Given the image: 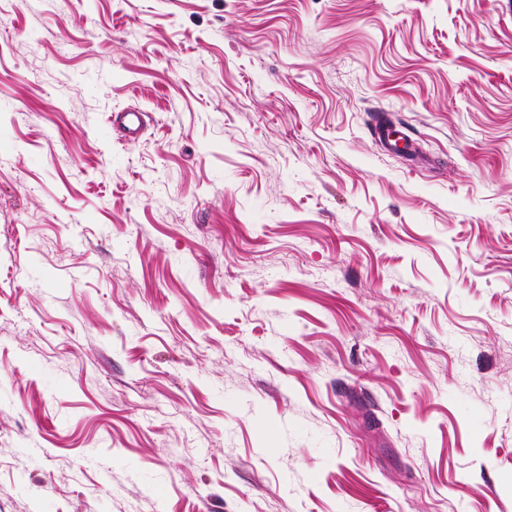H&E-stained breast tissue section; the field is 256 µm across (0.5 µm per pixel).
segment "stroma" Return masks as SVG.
<instances>
[{
  "instance_id": "1",
  "label": "stroma",
  "mask_w": 512,
  "mask_h": 512,
  "mask_svg": "<svg viewBox=\"0 0 512 512\" xmlns=\"http://www.w3.org/2000/svg\"><path fill=\"white\" fill-rule=\"evenodd\" d=\"M0 512H512V0H0ZM144 112L138 108H127L114 116V122L121 125L128 139H135L144 125Z\"/></svg>"
}]
</instances>
